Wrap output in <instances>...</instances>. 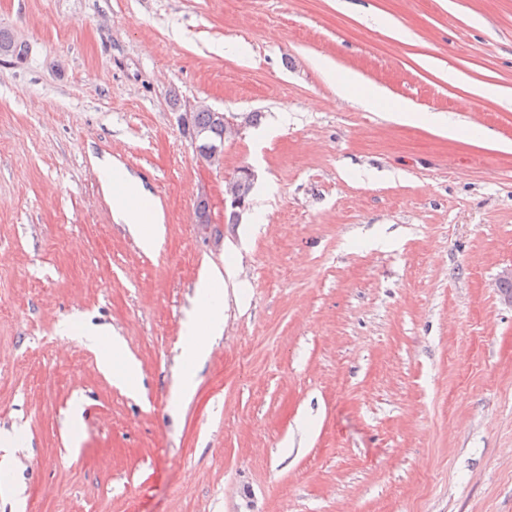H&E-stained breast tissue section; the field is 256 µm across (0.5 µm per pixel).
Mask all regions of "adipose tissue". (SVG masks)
Returning a JSON list of instances; mask_svg holds the SVG:
<instances>
[{"label": "adipose tissue", "mask_w": 512, "mask_h": 512, "mask_svg": "<svg viewBox=\"0 0 512 512\" xmlns=\"http://www.w3.org/2000/svg\"><path fill=\"white\" fill-rule=\"evenodd\" d=\"M317 67L339 93L347 95L359 91V102L364 108H373L385 97L382 87L365 84L358 73L341 69L329 59H318ZM97 172L115 219L129 226L143 248H158L163 240L164 219L154 197L127 171L112 165L110 161L99 162ZM236 277L235 269L230 266L221 271L207 268L201 273L196 289L195 311L185 324L183 388L191 387L194 364L205 357L211 340L224 332L228 284ZM81 334L95 349L99 369L113 384L130 391L136 390L139 365L127 355L123 340L104 326L82 327Z\"/></svg>", "instance_id": "obj_1"}]
</instances>
